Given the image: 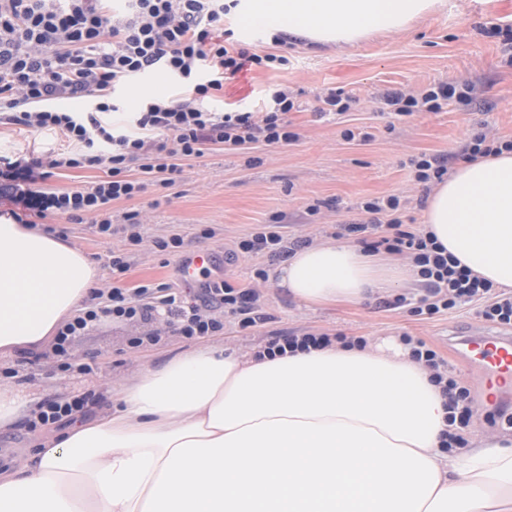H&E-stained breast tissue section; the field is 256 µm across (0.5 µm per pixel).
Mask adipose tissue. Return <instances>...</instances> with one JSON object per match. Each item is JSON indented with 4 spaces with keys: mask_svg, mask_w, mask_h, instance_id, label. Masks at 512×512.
Instances as JSON below:
<instances>
[{
    "mask_svg": "<svg viewBox=\"0 0 512 512\" xmlns=\"http://www.w3.org/2000/svg\"><path fill=\"white\" fill-rule=\"evenodd\" d=\"M441 0H242L248 21L354 45L407 29ZM462 266L512 291V151L460 164L424 211ZM417 275L355 245L294 251L278 287L358 302ZM99 270L60 239L0 216V356L50 345ZM120 409L41 439L0 472V512H512V446L443 450L447 409L410 346H330L274 358L207 344L142 367Z\"/></svg>",
    "mask_w": 512,
    "mask_h": 512,
    "instance_id": "1",
    "label": "adipose tissue"
}]
</instances>
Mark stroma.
Masks as SVG:
<instances>
[{"label": "stroma", "instance_id": "stroma-1", "mask_svg": "<svg viewBox=\"0 0 512 512\" xmlns=\"http://www.w3.org/2000/svg\"><path fill=\"white\" fill-rule=\"evenodd\" d=\"M493 21L512 24V0H443L437 13L407 31L375 34L343 48L312 44L290 33L284 21H273L257 51L288 54L289 65L238 74L225 82L210 106L220 111L233 104L256 111L270 88L288 87L296 104L288 119L299 135L297 142L280 148L259 144L240 151L215 147L204 157L185 162L170 189L151 185L139 198L111 203L113 225L123 224L125 213L138 212L143 241L137 246H128L120 232L103 238L89 220L73 224L64 216L51 215L37 220L35 227L64 239L97 263L102 289L113 282L112 253L125 249L130 269L122 277L124 287L163 284L190 298L198 287L181 279V255L160 250L156 243L177 233L185 241L182 255L213 252L218 267L211 271V279L239 289L254 288L264 296L263 322L243 330L228 320L223 331L211 336V343L230 350L253 351L271 336L307 331L360 336L369 343L404 335L422 340L470 391L473 417L468 439H511L512 429L497 424L495 407L480 391V372L459 358L453 343L461 334L496 332V325L466 309L421 320L405 309L391 308L397 296H422L415 280L356 304L303 303L277 287V265L269 257L235 252L237 242L256 225L275 218L283 224L287 240L302 239L311 245L343 241L342 225L370 221V214L361 208L363 202L391 194L410 200L402 222L422 227V202L433 186L415 180L412 159L423 153L460 156L463 144L480 132L512 137V67L502 60L499 36L487 32ZM276 33L287 35V47L272 43ZM442 81L468 82L472 103L453 101L441 111L409 116L381 110L380 96L386 90H419ZM331 89L352 96L351 108L343 114L319 116L321 98ZM348 129L354 131V139H344ZM76 149L56 129L0 125V156L26 162ZM205 228L213 230V237H202ZM259 269L265 270V278L256 277ZM153 333L159 336L157 343L130 346L131 337ZM197 345V340L175 333L165 315L140 324L106 322L80 337L70 351L74 361L95 365L94 373L61 371L59 358L48 348L37 353L21 349L0 360V386L27 396L33 414L47 400L90 394L85 415L90 421L112 407L113 392L142 366H162ZM39 437L23 419L1 431L0 466L9 467L30 453Z\"/></svg>", "mask_w": 512, "mask_h": 512}]
</instances>
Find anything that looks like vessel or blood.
I'll return each instance as SVG.
<instances>
[{
  "label": "vessel or blood",
  "mask_w": 512,
  "mask_h": 512,
  "mask_svg": "<svg viewBox=\"0 0 512 512\" xmlns=\"http://www.w3.org/2000/svg\"><path fill=\"white\" fill-rule=\"evenodd\" d=\"M467 356L483 371L493 396L504 397L512 391V336L473 339L468 344Z\"/></svg>",
  "instance_id": "obj_1"
}]
</instances>
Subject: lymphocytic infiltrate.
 <instances>
[{"label": "lymphocytic infiltrate", "instance_id": "f902f5d3", "mask_svg": "<svg viewBox=\"0 0 512 512\" xmlns=\"http://www.w3.org/2000/svg\"><path fill=\"white\" fill-rule=\"evenodd\" d=\"M240 0H0V120L34 129H57L80 145L75 154L35 158L29 163L0 159V201L22 205L31 215L66 216L82 223L94 216L100 235L113 234L109 206L131 200L147 186L171 187L186 160L218 146L245 150L253 144L285 145L297 140L287 114L295 103L285 89L272 90L260 113L240 108L214 111L209 101L225 79L252 67L287 64L283 55H259L235 47V33L224 18ZM164 71L185 94L143 100L123 112L121 90L155 71ZM88 97L93 107L73 112L54 107L60 98ZM471 102L468 85L445 82L417 91L392 89L382 102L404 116L441 111L448 101ZM105 167L107 177L87 188L64 192L34 190L59 169ZM138 177H131V168ZM408 201L392 194L364 203L365 212L382 214L384 224H348L344 230L377 237L389 251L406 256L418 269L426 293L416 302L397 297V306L424 319L468 307L476 317L512 327V294L494 288L461 266L433 234L403 225ZM238 253L288 256L280 225L263 224L241 238ZM175 318L176 331L202 338L223 330L224 318L243 328L255 326L260 296L226 282L205 284L193 299L142 285L92 291L88 301L62 324L51 345L63 370L92 373L89 363L69 362L74 341L105 318L129 323L152 319L157 308ZM222 318H215V311ZM413 354L432 371L448 400L452 427L443 448L466 444L471 423L470 393L458 384L448 363L423 341Z\"/></svg>", "mask_w": 512, "mask_h": 512}]
</instances>
